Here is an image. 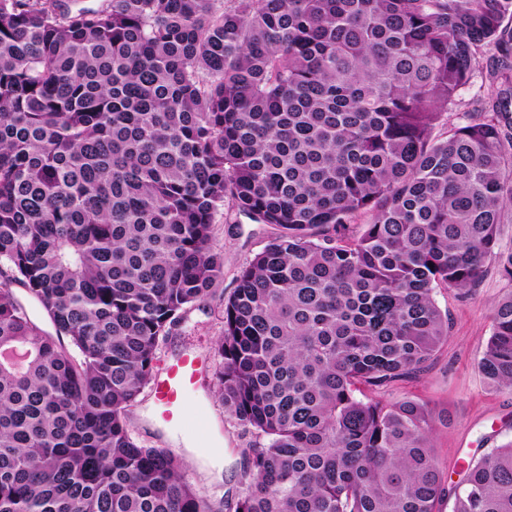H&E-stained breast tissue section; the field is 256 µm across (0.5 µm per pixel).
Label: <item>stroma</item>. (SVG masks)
Returning <instances> with one entry per match:
<instances>
[{
    "mask_svg": "<svg viewBox=\"0 0 512 512\" xmlns=\"http://www.w3.org/2000/svg\"><path fill=\"white\" fill-rule=\"evenodd\" d=\"M269 224H256L240 215L232 202H225L217 217L214 243L224 253L225 292H232L240 267L261 252L277 235ZM512 280L496 267L478 288L461 295L441 288L435 299L448 312V338L432 356L420 376L399 382L384 392L387 400L410 397L426 403L434 422L433 442L449 486H456L473 459L479 458L503 441L512 439V393L490 392L482 382L477 360L492 332L491 307ZM222 330L220 302L211 299L197 304L170 332L162 358L187 351L206 357L207 372L189 407L207 415L209 437L220 448L223 468L213 467L209 456L198 452L186 433H171L156 414L150 393H143L128 410V418L140 440L155 448H170L187 460V475L196 488L212 497L215 512H234L240 495L246 448L256 443L254 433L235 424L224 414L215 393V362L212 347Z\"/></svg>",
    "mask_w": 512,
    "mask_h": 512,
    "instance_id": "1",
    "label": "stroma"
}]
</instances>
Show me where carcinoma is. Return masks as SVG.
Listing matches in <instances>:
<instances>
[{
    "instance_id": "1",
    "label": "carcinoma",
    "mask_w": 512,
    "mask_h": 512,
    "mask_svg": "<svg viewBox=\"0 0 512 512\" xmlns=\"http://www.w3.org/2000/svg\"><path fill=\"white\" fill-rule=\"evenodd\" d=\"M501 82L512 0H0V512H212L126 411L216 296L227 198L280 228L220 299L218 396L262 439L234 512H512V440L450 493L427 406L379 397L447 339L436 289L512 279ZM491 318L512 392V291ZM491 53L486 54L480 61L471 83L460 92V103L454 113L472 111L477 105L478 99L483 96L485 90V76L490 69ZM13 289L15 291L16 296L18 297L21 304L25 307L31 319L41 329L47 332H53V327L41 305L36 300L29 297L22 288L18 286H13Z\"/></svg>"
}]
</instances>
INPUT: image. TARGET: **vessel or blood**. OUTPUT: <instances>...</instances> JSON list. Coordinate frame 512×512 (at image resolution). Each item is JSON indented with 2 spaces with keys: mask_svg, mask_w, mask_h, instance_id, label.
I'll list each match as a JSON object with an SVG mask.
<instances>
[{
  "mask_svg": "<svg viewBox=\"0 0 512 512\" xmlns=\"http://www.w3.org/2000/svg\"><path fill=\"white\" fill-rule=\"evenodd\" d=\"M202 369L201 359L186 353L168 362L157 376L154 401L169 426L181 430L191 422L199 433H208V421L194 418L187 410L188 399L196 389Z\"/></svg>",
  "mask_w": 512,
  "mask_h": 512,
  "instance_id": "obj_1",
  "label": "vessel or blood"
}]
</instances>
